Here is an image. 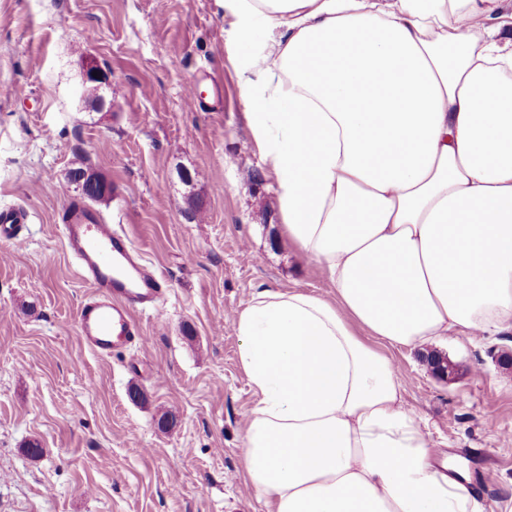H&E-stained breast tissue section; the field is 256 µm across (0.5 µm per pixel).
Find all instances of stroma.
Segmentation results:
<instances>
[{
  "mask_svg": "<svg viewBox=\"0 0 512 512\" xmlns=\"http://www.w3.org/2000/svg\"><path fill=\"white\" fill-rule=\"evenodd\" d=\"M259 25L230 0H0V87L22 93L0 97V206L31 215L0 257V512H270L244 471L254 395L234 319L263 290L335 291L284 237L248 123ZM88 60L111 76L99 109L81 94ZM78 157L112 184L96 210L167 284L164 317L138 316L147 347L106 361L80 345L88 286L57 228ZM508 351L512 333L386 351L436 460L471 462L485 512H512Z\"/></svg>",
  "mask_w": 512,
  "mask_h": 512,
  "instance_id": "stroma-1",
  "label": "stroma"
}]
</instances>
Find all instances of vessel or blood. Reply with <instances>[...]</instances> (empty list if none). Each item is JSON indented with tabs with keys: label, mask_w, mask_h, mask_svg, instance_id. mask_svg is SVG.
Returning <instances> with one entry per match:
<instances>
[{
	"label": "vessel or blood",
	"mask_w": 512,
	"mask_h": 512,
	"mask_svg": "<svg viewBox=\"0 0 512 512\" xmlns=\"http://www.w3.org/2000/svg\"><path fill=\"white\" fill-rule=\"evenodd\" d=\"M27 219L25 209L0 207V242L23 246ZM60 220L65 251L90 288L77 311L82 346L102 359L120 348L144 347L147 337L137 316L157 311L165 279L125 233L83 199L69 200Z\"/></svg>",
	"instance_id": "vessel-or-blood-1"
}]
</instances>
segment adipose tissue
Listing matches in <instances>:
<instances>
[{
    "instance_id": "ef3b65f1",
    "label": "adipose tissue",
    "mask_w": 512,
    "mask_h": 512,
    "mask_svg": "<svg viewBox=\"0 0 512 512\" xmlns=\"http://www.w3.org/2000/svg\"><path fill=\"white\" fill-rule=\"evenodd\" d=\"M502 0H235L285 234L335 300L235 319L256 395L243 463L273 512H483L431 461L374 341L512 332V14Z\"/></svg>"
}]
</instances>
